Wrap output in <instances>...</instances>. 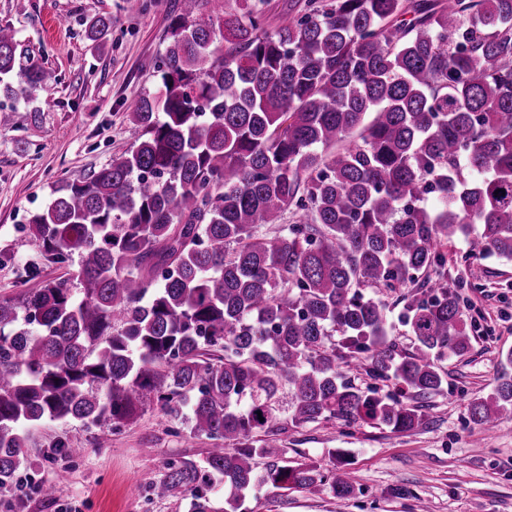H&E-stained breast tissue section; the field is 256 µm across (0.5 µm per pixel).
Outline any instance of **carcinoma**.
I'll return each instance as SVG.
<instances>
[{
    "mask_svg": "<svg viewBox=\"0 0 512 512\" xmlns=\"http://www.w3.org/2000/svg\"><path fill=\"white\" fill-rule=\"evenodd\" d=\"M228 2L174 0L130 149L22 226L46 261L78 254L81 288L0 300V492L22 484L26 426L117 430L155 403L214 441L205 465L170 464L157 498L349 497L351 472L285 457L283 390L295 426L416 432L440 361L471 347L448 244L512 261V0H294L271 29L268 0ZM80 26L99 44L112 17ZM17 49L0 26V90L29 104L51 73ZM367 288L399 292L411 351ZM505 414L512 356L468 402L478 426Z\"/></svg>",
    "mask_w": 512,
    "mask_h": 512,
    "instance_id": "1",
    "label": "carcinoma"
}]
</instances>
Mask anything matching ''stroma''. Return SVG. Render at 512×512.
I'll use <instances>...</instances> for the list:
<instances>
[{"label":"stroma","mask_w":512,"mask_h":512,"mask_svg":"<svg viewBox=\"0 0 512 512\" xmlns=\"http://www.w3.org/2000/svg\"><path fill=\"white\" fill-rule=\"evenodd\" d=\"M169 5L143 0L131 14L124 0H0V25L15 31L22 58L53 74L36 93L38 112L0 96V106L14 110L12 125L0 129V251L8 255L0 299L19 294L23 268L34 272L33 289L76 269L73 259L45 261L22 226L62 182L82 180L131 146L128 116L157 82L141 62L165 51ZM95 14L112 18L97 48L78 24ZM476 250L470 239L448 247V286L461 297L472 344L443 361L448 385L426 400L423 427L411 434L363 421L343 432L327 421L289 427L281 436L289 459L327 469L348 461L356 492L339 498L322 487H267L260 500H247L250 512H417L422 503L429 512H512V417L486 429L467 412L470 397L492 390L502 354L512 351V262ZM26 433L25 476L50 483L63 469L67 479L51 499L2 492L0 512H186V500L154 498L150 486L170 463H203L211 446L156 404L117 430L47 419ZM62 445L83 454L61 455Z\"/></svg>","instance_id":"1"}]
</instances>
